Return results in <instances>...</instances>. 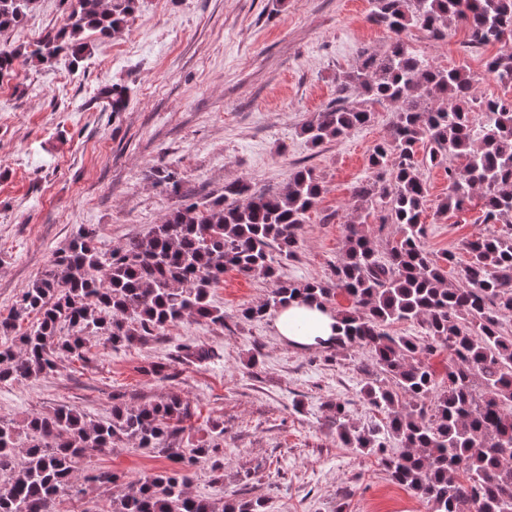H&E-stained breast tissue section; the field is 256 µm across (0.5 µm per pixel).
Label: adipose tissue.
Returning <instances> with one entry per match:
<instances>
[{
    "instance_id": "ef3b65f1",
    "label": "adipose tissue",
    "mask_w": 512,
    "mask_h": 512,
    "mask_svg": "<svg viewBox=\"0 0 512 512\" xmlns=\"http://www.w3.org/2000/svg\"><path fill=\"white\" fill-rule=\"evenodd\" d=\"M275 328L290 344L313 349L328 346L339 320L335 312L310 303H293L275 314Z\"/></svg>"
}]
</instances>
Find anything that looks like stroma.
Segmentation results:
<instances>
[{
	"mask_svg": "<svg viewBox=\"0 0 512 512\" xmlns=\"http://www.w3.org/2000/svg\"><path fill=\"white\" fill-rule=\"evenodd\" d=\"M371 0H140L118 37L93 40L78 70L65 61L18 64L0 81V315L46 270L79 227L95 225L102 250L161 223L184 197L219 194L245 179L257 190H282L291 170H315L324 192L301 229L295 259L282 278L329 280L343 256L345 227L365 225L378 245L395 234L376 215L355 211L351 194L368 174V156L394 114L375 108L373 121L347 138L311 147L302 123L336 96V75L360 49L382 53L389 32L369 21ZM65 22L61 0H38L17 28L0 32V48L26 44ZM407 40L434 65L467 64L480 79L476 98L512 95L486 77L498 44L470 49L463 24L440 42L413 28ZM124 47L113 59L116 47ZM127 87L126 111L113 113L101 88ZM168 162L177 186L159 185L153 169ZM426 246L468 256L464 240L483 232L482 210L440 212L448 194L443 169L426 167ZM271 289L262 278L227 271L212 300L223 325L185 320L164 335L119 350L97 334L84 360L61 359L39 378L0 382V420L73 406L105 416L112 393L128 403L157 401L175 391L190 400L193 427L224 424V485L198 472L190 490L202 498L257 490L266 512H428L410 490L391 483L376 457L357 455L336 439L331 407L345 404L358 426L383 416L363 403L360 389L377 368L369 348L326 357L278 336L272 317L249 321L244 307ZM216 350L197 365L176 358L178 344ZM177 371L173 381L145 374L150 363ZM164 457L121 443L90 454L79 472L106 468L135 480L168 467ZM83 494H60L58 512H112V491L87 483Z\"/></svg>",
	"mask_w": 512,
	"mask_h": 512,
	"instance_id": "1",
	"label": "stroma"
}]
</instances>
